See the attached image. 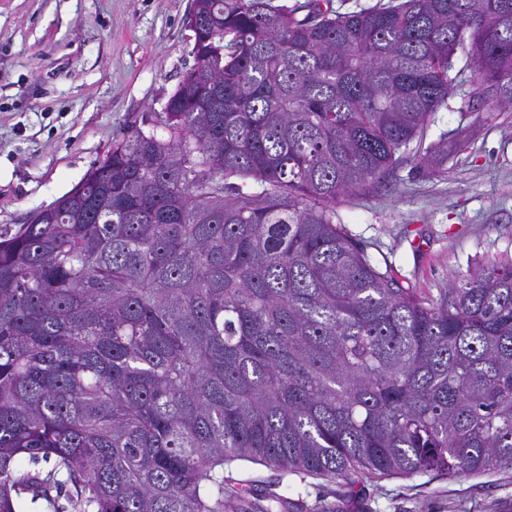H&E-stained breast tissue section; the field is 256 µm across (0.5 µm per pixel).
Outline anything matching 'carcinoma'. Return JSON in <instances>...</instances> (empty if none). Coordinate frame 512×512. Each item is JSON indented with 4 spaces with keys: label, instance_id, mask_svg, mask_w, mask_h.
<instances>
[{
    "label": "carcinoma",
    "instance_id": "1",
    "mask_svg": "<svg viewBox=\"0 0 512 512\" xmlns=\"http://www.w3.org/2000/svg\"><path fill=\"white\" fill-rule=\"evenodd\" d=\"M197 66L0 233V512H272L252 463L340 487L512 471V259L437 297L337 223L423 147L467 53L512 109V0H192ZM50 470L22 467L24 459Z\"/></svg>",
    "mask_w": 512,
    "mask_h": 512
}]
</instances>
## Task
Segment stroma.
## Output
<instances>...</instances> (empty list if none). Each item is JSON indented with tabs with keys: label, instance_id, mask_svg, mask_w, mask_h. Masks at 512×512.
<instances>
[{
	"label": "stroma",
	"instance_id": "35a3bbf8",
	"mask_svg": "<svg viewBox=\"0 0 512 512\" xmlns=\"http://www.w3.org/2000/svg\"><path fill=\"white\" fill-rule=\"evenodd\" d=\"M191 0H0V229L14 231L70 192L128 128L155 112L196 65ZM458 85L427 142L469 143L437 176L405 160L367 200L338 217L371 263L403 287L437 295L478 262L512 259V111L485 100L468 111L474 64L459 54ZM251 493L296 495L299 482L245 464ZM310 495L329 492L316 479ZM348 512H512V473L367 482Z\"/></svg>",
	"mask_w": 512,
	"mask_h": 512
}]
</instances>
